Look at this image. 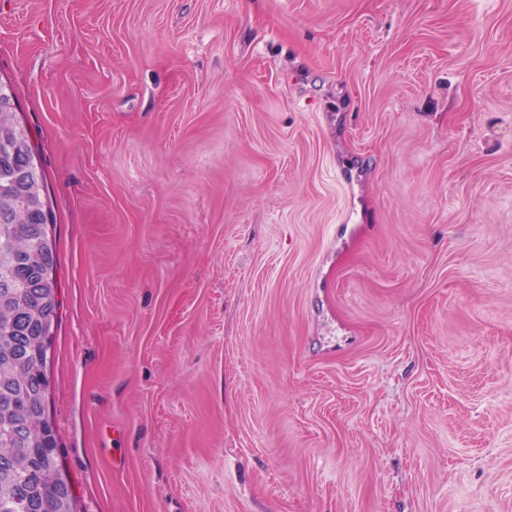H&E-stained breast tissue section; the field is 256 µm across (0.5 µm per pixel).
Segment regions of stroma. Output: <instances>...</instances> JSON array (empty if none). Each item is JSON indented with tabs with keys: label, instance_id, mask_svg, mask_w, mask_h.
Segmentation results:
<instances>
[{
	"label": "stroma",
	"instance_id": "obj_1",
	"mask_svg": "<svg viewBox=\"0 0 512 512\" xmlns=\"http://www.w3.org/2000/svg\"><path fill=\"white\" fill-rule=\"evenodd\" d=\"M0 81L78 512H512V0H0Z\"/></svg>",
	"mask_w": 512,
	"mask_h": 512
}]
</instances>
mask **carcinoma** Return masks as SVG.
Listing matches in <instances>:
<instances>
[{
    "instance_id": "carcinoma-1",
    "label": "carcinoma",
    "mask_w": 512,
    "mask_h": 512,
    "mask_svg": "<svg viewBox=\"0 0 512 512\" xmlns=\"http://www.w3.org/2000/svg\"><path fill=\"white\" fill-rule=\"evenodd\" d=\"M47 189L0 82V512H77L49 412L61 304Z\"/></svg>"
}]
</instances>
